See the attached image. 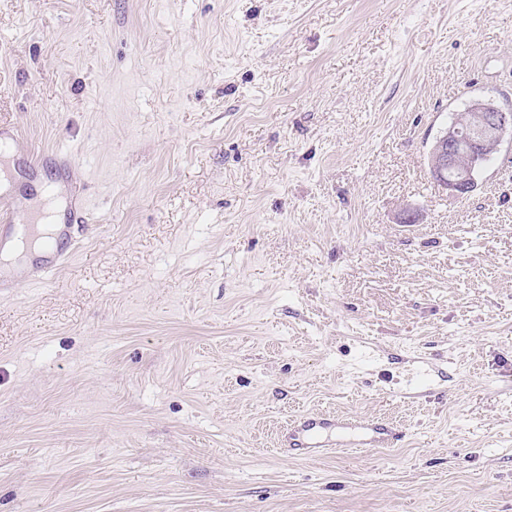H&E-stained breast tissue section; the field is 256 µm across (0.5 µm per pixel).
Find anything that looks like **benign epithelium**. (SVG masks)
Segmentation results:
<instances>
[{
    "instance_id": "1",
    "label": "benign epithelium",
    "mask_w": 512,
    "mask_h": 512,
    "mask_svg": "<svg viewBox=\"0 0 512 512\" xmlns=\"http://www.w3.org/2000/svg\"><path fill=\"white\" fill-rule=\"evenodd\" d=\"M470 129L467 135L455 126L446 127L428 153L432 177L451 196L470 193L476 185L474 169L483 154L499 152L505 137L512 136V110L478 101L471 106Z\"/></svg>"
}]
</instances>
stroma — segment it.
<instances>
[{"mask_svg":"<svg viewBox=\"0 0 512 512\" xmlns=\"http://www.w3.org/2000/svg\"><path fill=\"white\" fill-rule=\"evenodd\" d=\"M485 96L512 0H0V123L92 197L0 292V512H512V141L427 163ZM480 99L495 100L490 97ZM473 101L461 111L450 113L448 124L469 128L470 112V129L475 134H461L459 128L448 126L436 136L428 153L432 177L450 196L463 197L470 193L476 185L473 171L482 161L484 152H488L487 155L499 152L505 137L512 136L511 109H503L492 101H478L472 105ZM463 151L471 155L469 165L457 161V155ZM47 161H51L55 165L61 178L66 177L72 164L71 159L67 155L54 152L32 154L23 159L24 165L33 176L38 174ZM288 453L323 457L358 448H398L406 431L381 418L314 412L288 424Z\"/></svg>","mask_w":512,"mask_h":512,"instance_id":"stroma-1","label":"stroma"}]
</instances>
